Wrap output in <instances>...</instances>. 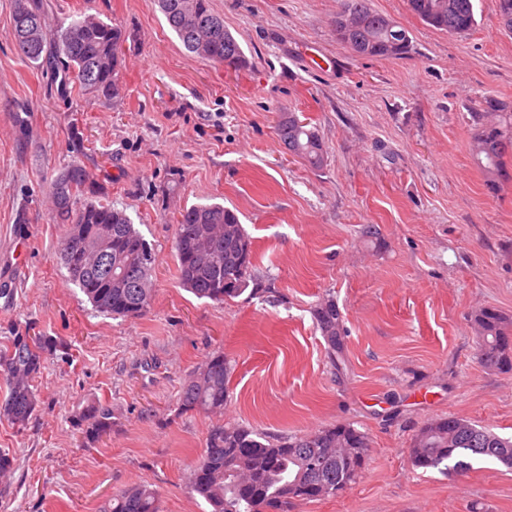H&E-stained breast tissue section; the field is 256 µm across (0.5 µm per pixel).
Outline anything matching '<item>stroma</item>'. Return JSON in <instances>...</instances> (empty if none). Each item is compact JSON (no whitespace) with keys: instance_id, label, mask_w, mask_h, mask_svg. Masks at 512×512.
I'll use <instances>...</instances> for the list:
<instances>
[{"instance_id":"35a3bbf8","label":"stroma","mask_w":512,"mask_h":512,"mask_svg":"<svg viewBox=\"0 0 512 512\" xmlns=\"http://www.w3.org/2000/svg\"><path fill=\"white\" fill-rule=\"evenodd\" d=\"M49 5L51 23L92 14L129 37L120 98L65 97L17 53L14 0H0V337L20 324L60 342L28 424L0 421L15 458L0 512H100L139 482L161 512H206L190 479L220 421L274 438L332 424L367 435L354 483L288 512H512V471L482 460L445 474L409 457L417 430L449 415L512 436V373L480 362L473 324L483 308L512 318V157L492 188L470 151L472 102L512 113L497 0H476L465 35L407 0H371L413 42L389 59L338 39L341 0H210L245 55L236 70L187 52L156 0ZM284 113L318 129L321 168L281 142ZM71 162L155 251L140 316L96 313L67 278L49 184ZM207 203L238 214L260 294L216 303L182 285L174 220ZM326 295L343 316L338 370L313 315ZM218 350L232 366L223 415L179 413L182 386ZM98 403L112 430L88 444L75 422Z\"/></svg>"}]
</instances>
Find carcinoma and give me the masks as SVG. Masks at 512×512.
Listing matches in <instances>:
<instances>
[{"mask_svg":"<svg viewBox=\"0 0 512 512\" xmlns=\"http://www.w3.org/2000/svg\"><path fill=\"white\" fill-rule=\"evenodd\" d=\"M170 28L186 50L229 67L245 59L235 37L224 27V17L209 0H158ZM423 22L450 34H465L476 24L474 0H408ZM47 0H16L13 35L19 54L32 67L50 68L61 76L60 90L78 83L87 95L114 100L120 94L122 46L127 31L92 15L68 25L48 23ZM387 16L371 0H343L335 20L336 34L372 58H399L409 54L412 39L401 29L403 44L386 29ZM504 122L482 124L473 137L472 151L485 170L502 172L512 154V113ZM281 141L289 152L319 168L324 161L318 132L303 120L282 117ZM53 218L67 229L84 225L85 238L63 237L60 249L69 251L62 262L68 281L77 286L96 312L112 318L143 313L152 298L154 249L134 227L129 216L98 196L82 166H65L50 184ZM111 225L112 254L129 260L125 287L112 288L97 251L96 230ZM179 277L196 297L222 303L245 292L256 294L252 241L238 215L220 204L193 205L180 213L173 243ZM316 326L327 345L331 364L344 349L342 317L336 301L322 300L314 310ZM479 331L478 356L487 367L512 372V319L484 308L475 316ZM56 349L55 339L30 335V328H12L0 344V372L7 394L0 400V420L22 427L34 415V380L45 355ZM231 365L224 353H212L182 387L178 397L183 412L222 414L229 391ZM83 438L99 441L112 429V412L103 405L90 407L80 418ZM369 440L349 425H329L311 433L274 439L240 424L217 423L208 431L205 448L191 473V488L209 512H288L295 498L308 500L331 495L338 484L350 485L366 465ZM409 457L418 469L467 472L478 459L512 469V440L457 417L423 425L414 435ZM160 495L148 484H136L112 495L103 512H160Z\"/></svg>","mask_w":512,"mask_h":512,"instance_id":"obj_1","label":"carcinoma"}]
</instances>
